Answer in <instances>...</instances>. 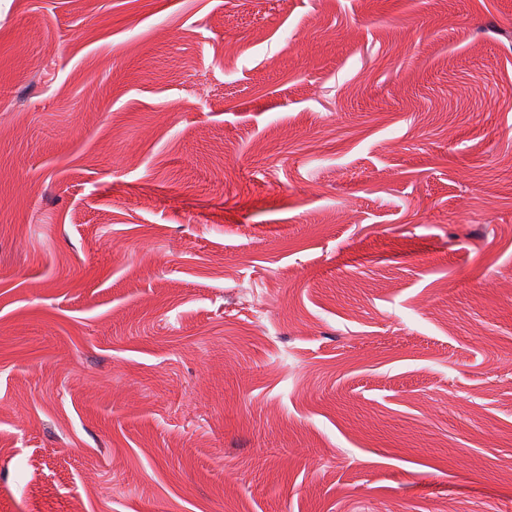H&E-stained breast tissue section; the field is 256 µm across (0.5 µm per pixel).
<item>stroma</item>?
<instances>
[{
	"mask_svg": "<svg viewBox=\"0 0 512 512\" xmlns=\"http://www.w3.org/2000/svg\"><path fill=\"white\" fill-rule=\"evenodd\" d=\"M0 512H512V0H0Z\"/></svg>",
	"mask_w": 512,
	"mask_h": 512,
	"instance_id": "35a3bbf8",
	"label": "stroma"
}]
</instances>
